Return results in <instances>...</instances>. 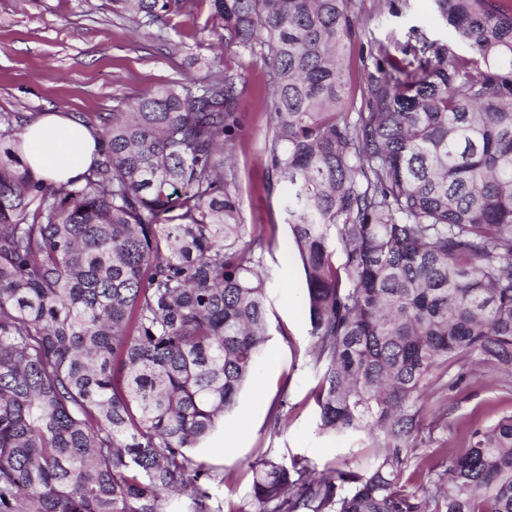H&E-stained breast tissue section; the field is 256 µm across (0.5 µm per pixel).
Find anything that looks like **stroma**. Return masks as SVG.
<instances>
[{"instance_id": "1", "label": "stroma", "mask_w": 512, "mask_h": 512, "mask_svg": "<svg viewBox=\"0 0 512 512\" xmlns=\"http://www.w3.org/2000/svg\"><path fill=\"white\" fill-rule=\"evenodd\" d=\"M386 0H354L359 24L347 52L353 95H360L364 66L378 44L406 43L409 29L447 38L434 20L433 0H407L401 16ZM221 28L209 0H185L161 28L138 26L131 13H114L110 0H0V113L37 118L49 112L93 119L126 107L140 92L175 81L203 82L218 71L241 72L243 136L230 145L241 223L249 231L276 225L264 253L269 338L251 379L221 426L192 451L212 475L211 512H255L253 469L262 460L305 458L317 470L361 469L374 461L372 436L332 437L319 428L310 364L309 319L302 266L288 238L277 190L266 169L271 137L266 112V70L240 48L222 50ZM286 404L288 424L274 415ZM416 429L404 453L408 488L425 468L445 465L468 446L471 431L512 414V372L462 358L429 376L412 407Z\"/></svg>"}]
</instances>
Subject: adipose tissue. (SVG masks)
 Returning a JSON list of instances; mask_svg holds the SVG:
<instances>
[{
	"mask_svg": "<svg viewBox=\"0 0 512 512\" xmlns=\"http://www.w3.org/2000/svg\"><path fill=\"white\" fill-rule=\"evenodd\" d=\"M22 152L35 174L58 184L77 179L89 169L96 142L79 122L51 113L26 128Z\"/></svg>",
	"mask_w": 512,
	"mask_h": 512,
	"instance_id": "1",
	"label": "adipose tissue"
}]
</instances>
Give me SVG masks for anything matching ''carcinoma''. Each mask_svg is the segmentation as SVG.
<instances>
[{
	"mask_svg": "<svg viewBox=\"0 0 512 512\" xmlns=\"http://www.w3.org/2000/svg\"><path fill=\"white\" fill-rule=\"evenodd\" d=\"M183 0H112L152 26ZM353 0H210L221 42L263 61L270 186L305 281L320 429L384 448L364 470L253 467L258 512H512V414L413 490L408 412L464 356L512 370V0H434L471 55L414 28L346 65ZM226 70L85 122L82 177L21 160L0 113V512H207L190 450L231 412L267 340L263 252L224 145Z\"/></svg>",
	"mask_w": 512,
	"mask_h": 512,
	"instance_id": "obj_1",
	"label": "carcinoma"
}]
</instances>
